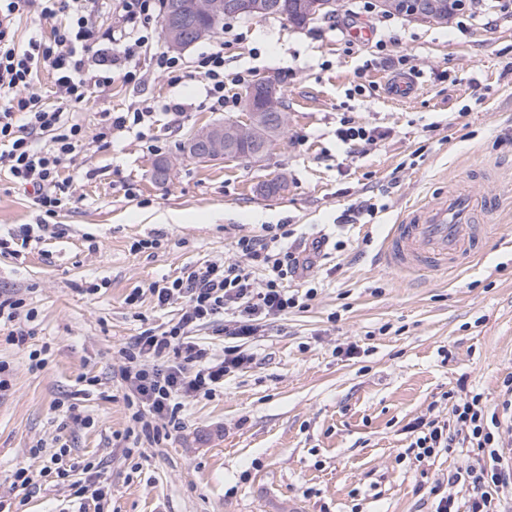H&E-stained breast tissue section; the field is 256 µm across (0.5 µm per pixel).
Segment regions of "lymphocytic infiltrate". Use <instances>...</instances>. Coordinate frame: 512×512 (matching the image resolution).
<instances>
[{
  "label": "lymphocytic infiltrate",
  "instance_id": "lymphocytic-infiltrate-1",
  "mask_svg": "<svg viewBox=\"0 0 512 512\" xmlns=\"http://www.w3.org/2000/svg\"><path fill=\"white\" fill-rule=\"evenodd\" d=\"M161 0H117L111 23L101 26L98 0H0V173L24 190L32 191L42 217L36 225H22L20 234L30 239L47 231L49 220L73 198L72 184L59 171L84 146L85 133L71 114L82 107L95 89L112 84L114 72L138 86L143 76L135 60L148 55L153 68L180 81L186 66L161 45L158 19ZM35 14L52 20L49 35L20 42L18 20ZM51 72L54 102H44L35 89L41 71ZM202 79L211 110L227 112L228 83L247 81L244 72L224 76V54L214 49L202 55L195 67ZM288 230L269 228L267 235L239 238L236 249L267 272L264 283L252 279L249 268L210 261L188 269L181 276L151 283L149 292L157 305L175 299L185 306L177 322L157 332L145 330L121 350L120 378L131 410L128 434L133 445L158 440L160 422H176L189 398L209 396L226 375L250 361L243 341L256 336L263 322L297 307L299 298L284 288L291 275L308 271L327 244L312 240L301 253L288 249ZM223 322L225 347L219 359L209 358L192 332L196 327ZM502 401L486 404L483 394L472 393L454 401L445 420L419 417L408 423L409 451L420 463L464 450L461 466L446 483L428 491L434 512H505L512 498V462L505 450L504 426L512 422V375L502 381ZM67 447L51 455L39 472L24 467L12 474L11 489L34 488L41 479L67 483L73 497L100 502L103 484L77 477L65 467ZM471 491L466 509H459L455 486Z\"/></svg>",
  "mask_w": 512,
  "mask_h": 512
}]
</instances>
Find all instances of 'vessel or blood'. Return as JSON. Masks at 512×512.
<instances>
[{
    "label": "vessel or blood",
    "mask_w": 512,
    "mask_h": 512,
    "mask_svg": "<svg viewBox=\"0 0 512 512\" xmlns=\"http://www.w3.org/2000/svg\"><path fill=\"white\" fill-rule=\"evenodd\" d=\"M496 199L467 188H442L392 225L380 257L388 266L419 274L462 266L479 254L493 230L481 223Z\"/></svg>",
    "instance_id": "obj_1"
}]
</instances>
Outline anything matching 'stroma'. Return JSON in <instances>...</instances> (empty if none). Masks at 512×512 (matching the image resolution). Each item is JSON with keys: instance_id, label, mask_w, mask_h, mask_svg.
<instances>
[{"instance_id": "35a3bbf8", "label": "stroma", "mask_w": 512, "mask_h": 512, "mask_svg": "<svg viewBox=\"0 0 512 512\" xmlns=\"http://www.w3.org/2000/svg\"><path fill=\"white\" fill-rule=\"evenodd\" d=\"M365 2L341 0L334 17L305 28L230 17L227 31L182 52L192 66L220 46L225 75L283 78L288 125L265 159L182 156L197 128L246 119L240 108L211 111L197 78L151 73L138 88L118 80L73 113L87 134L60 169L73 204L40 240L0 254V296L35 312L26 346L0 331V360L12 370L0 394V498L11 512H430L426 487L462 455L415 462L405 426L447 418L453 392L499 403L512 374V14L484 22L491 4L482 0L443 26L369 12ZM364 26L372 41L350 37ZM400 74L419 81L404 103L386 90ZM146 98L184 112H158L142 138L96 141L106 113ZM347 120L377 140H340ZM147 138L159 153L144 148ZM161 155L177 161L164 184L153 178ZM479 166L496 176L476 190L498 200L482 257L426 276L386 266L379 253L392 224L429 188L466 185ZM277 178L286 190L266 193ZM365 201L373 215L350 220ZM37 214L32 196L0 175V238ZM266 224L287 225L299 242H336L312 283H288L293 293L314 288L313 298L267 321L245 345L250 363L211 396L186 400L158 444L125 455L120 350L174 323L183 306H157L149 284L210 260L246 265L234 243ZM152 239L156 247L138 248ZM44 346L45 367L30 370V350ZM40 440L67 445V464H98L101 505L79 504L53 481L11 490L16 468L46 463L48 449L33 451Z\"/></svg>"}]
</instances>
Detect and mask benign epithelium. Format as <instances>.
Wrapping results in <instances>:
<instances>
[{"label":"benign epithelium","mask_w":512,"mask_h":512,"mask_svg":"<svg viewBox=\"0 0 512 512\" xmlns=\"http://www.w3.org/2000/svg\"><path fill=\"white\" fill-rule=\"evenodd\" d=\"M267 0H191L190 10H185L180 0H173L167 16V44L170 49L181 51L188 47L189 39L204 40L211 35L209 27L197 23L200 17H218L227 12L256 17L266 12ZM383 9L398 11L415 19L438 25L448 23V14L442 9L440 0H382ZM281 79L276 74L259 77L244 98V109L248 118L243 123L212 124L197 129L189 139L194 156L203 161L222 158L226 161L239 158L238 144L253 140L255 128L266 112L280 113L281 123L286 115L281 106Z\"/></svg>","instance_id":"7a95c632"}]
</instances>
